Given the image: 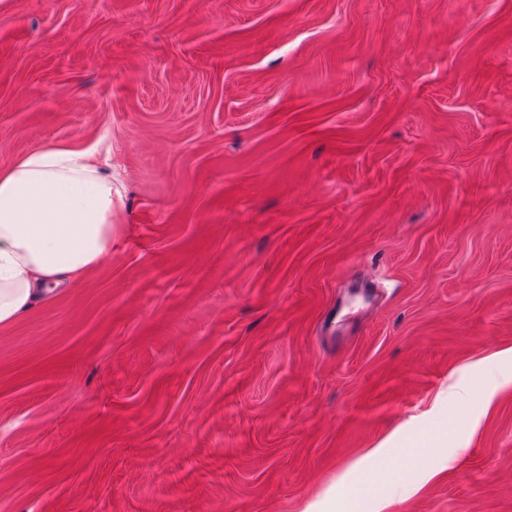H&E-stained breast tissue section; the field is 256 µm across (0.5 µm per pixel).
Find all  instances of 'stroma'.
Returning <instances> with one entry per match:
<instances>
[{
  "label": "stroma",
  "instance_id": "1",
  "mask_svg": "<svg viewBox=\"0 0 512 512\" xmlns=\"http://www.w3.org/2000/svg\"><path fill=\"white\" fill-rule=\"evenodd\" d=\"M50 144L118 220L0 327V512H512V0H0Z\"/></svg>",
  "mask_w": 512,
  "mask_h": 512
}]
</instances>
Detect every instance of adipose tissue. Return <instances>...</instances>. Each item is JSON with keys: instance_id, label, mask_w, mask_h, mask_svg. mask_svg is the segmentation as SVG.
Here are the masks:
<instances>
[{"instance_id": "adipose-tissue-1", "label": "adipose tissue", "mask_w": 512, "mask_h": 512, "mask_svg": "<svg viewBox=\"0 0 512 512\" xmlns=\"http://www.w3.org/2000/svg\"><path fill=\"white\" fill-rule=\"evenodd\" d=\"M116 209L91 152L44 146L0 168V326L111 256Z\"/></svg>"}]
</instances>
